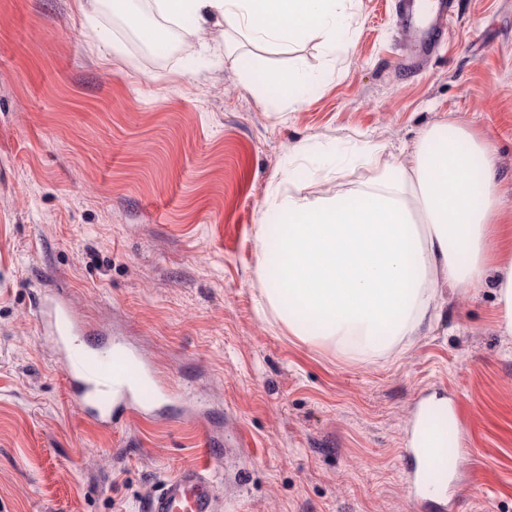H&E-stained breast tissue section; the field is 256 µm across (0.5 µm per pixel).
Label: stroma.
<instances>
[{
  "mask_svg": "<svg viewBox=\"0 0 512 512\" xmlns=\"http://www.w3.org/2000/svg\"><path fill=\"white\" fill-rule=\"evenodd\" d=\"M223 42L190 22L150 49L100 0H0V512H141L201 439L176 405L148 425L84 421L38 334L48 288L204 403L219 512H422L400 450L436 393L462 427L449 512H512L494 289L446 292L402 352L354 362L260 310L255 238L280 221L275 195L360 189V142L394 153L443 120L489 144L512 218V0H460L421 73L400 65L391 0H359L332 60L312 36L240 66L202 55ZM297 67L315 81L292 104L257 78Z\"/></svg>",
  "mask_w": 512,
  "mask_h": 512,
  "instance_id": "obj_1",
  "label": "stroma"
}]
</instances>
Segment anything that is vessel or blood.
Returning <instances> with one entry per match:
<instances>
[{
  "label": "vessel or blood",
  "instance_id": "b4317fda",
  "mask_svg": "<svg viewBox=\"0 0 512 512\" xmlns=\"http://www.w3.org/2000/svg\"><path fill=\"white\" fill-rule=\"evenodd\" d=\"M400 30L410 51L404 65L419 71L443 42L459 13V0H395ZM37 328L57 351L66 393L84 420L102 428H118L130 420L152 421L151 405L163 386L153 367L126 343L108 336L88 338L86 326L72 313L64 290L54 289L37 301ZM213 439H206L201 459L180 469L146 498L142 512H218L210 474ZM407 474L413 497L423 505L445 507L449 479L459 468L460 450L418 448L406 442Z\"/></svg>",
  "mask_w": 512,
  "mask_h": 512
}]
</instances>
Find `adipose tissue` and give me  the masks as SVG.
Here are the masks:
<instances>
[{
  "label": "adipose tissue",
  "instance_id": "ef3b65f1",
  "mask_svg": "<svg viewBox=\"0 0 512 512\" xmlns=\"http://www.w3.org/2000/svg\"><path fill=\"white\" fill-rule=\"evenodd\" d=\"M161 17L226 23L242 43L287 51L323 39L335 54L355 0H154ZM375 174L365 189L312 198L274 197L282 218L262 224L261 304L289 333L353 360L393 355L431 324L440 289L494 288L498 330L512 335V243L497 234L503 194L486 141L451 121L426 128L400 156L368 141L357 148Z\"/></svg>",
  "mask_w": 512,
  "mask_h": 512
}]
</instances>
